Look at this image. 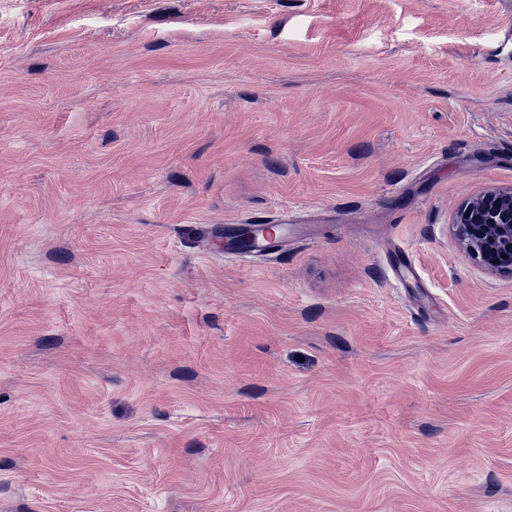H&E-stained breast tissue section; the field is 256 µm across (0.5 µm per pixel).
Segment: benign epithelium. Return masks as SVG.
Returning a JSON list of instances; mask_svg holds the SVG:
<instances>
[{
  "instance_id": "obj_1",
  "label": "benign epithelium",
  "mask_w": 512,
  "mask_h": 512,
  "mask_svg": "<svg viewBox=\"0 0 512 512\" xmlns=\"http://www.w3.org/2000/svg\"><path fill=\"white\" fill-rule=\"evenodd\" d=\"M452 227L472 260L491 274L512 277V185L485 189L460 203Z\"/></svg>"
}]
</instances>
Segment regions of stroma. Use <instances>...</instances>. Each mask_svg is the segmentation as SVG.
Segmentation results:
<instances>
[{"instance_id":"1","label":"stroma","mask_w":512,"mask_h":512,"mask_svg":"<svg viewBox=\"0 0 512 512\" xmlns=\"http://www.w3.org/2000/svg\"><path fill=\"white\" fill-rule=\"evenodd\" d=\"M508 185L512 0H0V512H512ZM452 227L472 260L491 274L512 277V185L485 189L460 203Z\"/></svg>"}]
</instances>
